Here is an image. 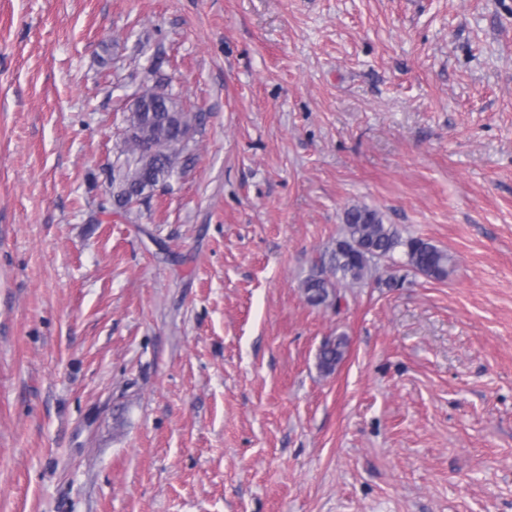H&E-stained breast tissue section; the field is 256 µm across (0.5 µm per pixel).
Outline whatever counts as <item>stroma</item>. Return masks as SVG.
<instances>
[{
  "mask_svg": "<svg viewBox=\"0 0 512 512\" xmlns=\"http://www.w3.org/2000/svg\"><path fill=\"white\" fill-rule=\"evenodd\" d=\"M354 205L447 278L310 306ZM0 512H512V0H0ZM166 86L168 82L160 76L156 89L142 92L143 107L130 112L126 135L117 147L109 181L112 187L119 184L120 191L113 193V200L126 214L147 189L174 176L176 172L172 175L169 170L173 155L184 154L181 174L195 159L190 143L197 116L185 112L175 95L161 88ZM131 129L135 130L133 135L129 134ZM186 131L191 132L188 140L183 139ZM347 339L345 336H336L325 340L317 355V365L325 374L333 373L344 360Z\"/></svg>",
  "mask_w": 512,
  "mask_h": 512,
  "instance_id": "35a3bbf8",
  "label": "stroma"
}]
</instances>
